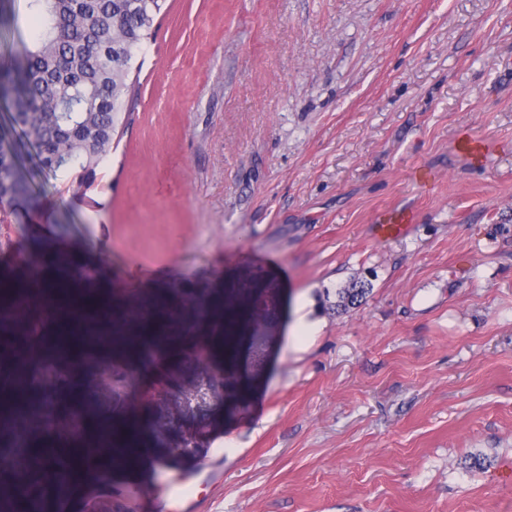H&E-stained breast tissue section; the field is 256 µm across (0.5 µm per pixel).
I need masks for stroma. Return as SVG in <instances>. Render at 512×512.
I'll list each match as a JSON object with an SVG mask.
<instances>
[{
    "instance_id": "35a3bbf8",
    "label": "stroma",
    "mask_w": 512,
    "mask_h": 512,
    "mask_svg": "<svg viewBox=\"0 0 512 512\" xmlns=\"http://www.w3.org/2000/svg\"><path fill=\"white\" fill-rule=\"evenodd\" d=\"M155 26L90 187L18 141L44 208L0 270L89 266L130 336L166 295L184 335L237 337L231 397L142 411L135 463L63 512H162L161 469L200 475L197 512H512V0H167ZM117 364L113 417L195 374ZM369 288L365 282L353 281L347 286L337 288L336 290V310L347 311L350 308H355L362 302Z\"/></svg>"
}]
</instances>
